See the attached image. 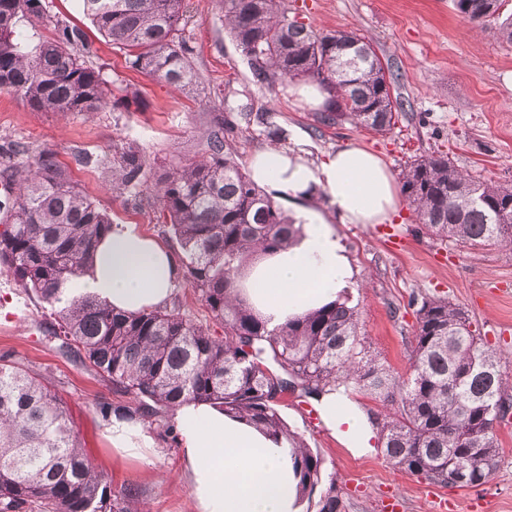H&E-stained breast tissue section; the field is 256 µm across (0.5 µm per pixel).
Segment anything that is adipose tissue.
Wrapping results in <instances>:
<instances>
[{"instance_id": "obj_1", "label": "adipose tissue", "mask_w": 512, "mask_h": 512, "mask_svg": "<svg viewBox=\"0 0 512 512\" xmlns=\"http://www.w3.org/2000/svg\"><path fill=\"white\" fill-rule=\"evenodd\" d=\"M252 179L293 200L288 216L301 227L288 246L249 265L240 293L269 328L334 301L354 272L335 223L383 224L400 204L398 182L374 152L349 145L313 164L283 147H270L249 160ZM320 189L336 214L328 220L307 206ZM174 254L136 224H116L103 237L87 273L70 286L126 312L164 307L178 284ZM328 424L344 420L352 441L364 442L369 426L349 399L320 398ZM181 474L198 512H301L296 494L294 448L277 442L215 405L188 402L175 412Z\"/></svg>"}]
</instances>
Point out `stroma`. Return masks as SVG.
<instances>
[{"label":"stroma","instance_id":"obj_1","mask_svg":"<svg viewBox=\"0 0 512 512\" xmlns=\"http://www.w3.org/2000/svg\"><path fill=\"white\" fill-rule=\"evenodd\" d=\"M52 16L81 27L90 50L84 60L100 71L111 103L96 112L36 111L0 91V147L22 142L31 152L50 150L80 187L116 224H137L168 242L160 206L150 191L116 189L111 160L125 145L149 159L147 179L170 164L197 159L215 115L234 121L241 161L269 142L246 132V112H266L285 129V144L313 163L337 148L364 145L393 173L416 156L448 153L468 173L512 184V44L460 16L451 0H287L292 16L316 30L336 27L369 39L388 62L392 92L404 106L393 131L381 136L352 125L320 127L312 109L295 103L290 89L257 83L247 58L224 29L219 0H186L185 34L193 48L197 84L176 90L127 68L125 54L104 39L78 0H49ZM94 156L80 167L73 156ZM340 241L354 268L353 300L361 336L377 362L400 380L409 374L416 315L414 293L448 298L463 307L483 339L512 367V252L473 250L422 233L408 203L388 224H340ZM48 311L21 294L0 272V357L40 374L67 401L92 462L116 489L134 488L149 512H195L180 476V448L161 421L146 422L153 438L142 457H123L107 438L97 401L116 398L111 385L63 354L50 337ZM280 413L322 459L324 480L336 483L342 512H433L435 500L453 512H512V419L497 425L503 450L492 479L478 488H450L393 468L374 452L360 454L345 431L321 422L312 400L286 397Z\"/></svg>","mask_w":512,"mask_h":512}]
</instances>
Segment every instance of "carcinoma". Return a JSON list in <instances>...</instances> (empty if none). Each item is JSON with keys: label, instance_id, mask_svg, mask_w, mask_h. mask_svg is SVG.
I'll use <instances>...</instances> for the list:
<instances>
[{"label": "carcinoma", "instance_id": "1", "mask_svg": "<svg viewBox=\"0 0 512 512\" xmlns=\"http://www.w3.org/2000/svg\"><path fill=\"white\" fill-rule=\"evenodd\" d=\"M97 29L126 50L128 67L183 89L194 72L183 35L185 0H81ZM503 0H452L471 22L495 21L498 39L512 43V14ZM224 29L241 48L258 81L310 79L327 93L316 121L348 123L386 135L402 103L394 98L372 44L352 30L315 31L288 15L286 0H221ZM50 22L55 37L33 46L21 21ZM85 32L54 19L46 0H0V90L33 110L94 112L107 104L100 72L86 65ZM246 124L279 143L286 132L264 112ZM147 159L135 146L117 157L120 186L137 189ZM401 190L431 237L471 249H512V186L481 181L444 154L421 155L400 173ZM0 268L20 292L56 322L63 353L128 395V404L100 402L101 417L129 422L162 417L185 402H208L296 448L299 497L321 484V458L281 417L278 389L304 398L364 391L390 405L368 415L380 452L400 471L441 486L479 487L500 457L496 425L512 409V373L500 351L473 329L467 311L444 297H414L409 377L396 380L372 358L359 334L351 296L288 321L278 330L237 293V277L259 252L288 245L301 227L285 220L272 197L239 161L236 140L213 129L193 161L173 163L154 184L168 233L180 249L182 278L205 304L210 333L180 303L137 314L68 286L93 262L112 226L110 216L71 180L56 154L29 156L15 144L0 152ZM318 512H341L335 484ZM144 512L135 490L112 489L108 475L85 454L67 403L36 373L0 358V512Z\"/></svg>", "mask_w": 512, "mask_h": 512}]
</instances>
